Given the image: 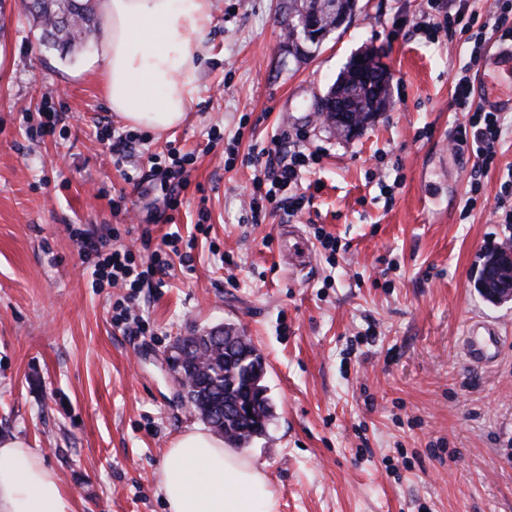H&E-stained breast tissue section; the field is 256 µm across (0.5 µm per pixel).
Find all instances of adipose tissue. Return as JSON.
Instances as JSON below:
<instances>
[{
    "mask_svg": "<svg viewBox=\"0 0 512 512\" xmlns=\"http://www.w3.org/2000/svg\"><path fill=\"white\" fill-rule=\"evenodd\" d=\"M97 11L96 73L113 112L133 129L179 125L198 92L211 0H98ZM160 482L169 512H279L264 470L197 425L174 439ZM0 512L77 510L41 453L13 438L0 440Z\"/></svg>",
    "mask_w": 512,
    "mask_h": 512,
    "instance_id": "ef3b65f1",
    "label": "adipose tissue"
}]
</instances>
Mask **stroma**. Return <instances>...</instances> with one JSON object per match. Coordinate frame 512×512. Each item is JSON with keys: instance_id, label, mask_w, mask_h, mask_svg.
<instances>
[{"instance_id": "obj_1", "label": "stroma", "mask_w": 512, "mask_h": 512, "mask_svg": "<svg viewBox=\"0 0 512 512\" xmlns=\"http://www.w3.org/2000/svg\"><path fill=\"white\" fill-rule=\"evenodd\" d=\"M291 5L212 0L185 121L144 132L119 165L103 130L125 126L89 68L99 38L68 54L45 47L21 0H0V439L38 449L79 512H166L161 466L198 418L174 404L165 359L178 337L226 323L265 360L274 416L243 453L264 465L280 512H512V301L474 287L485 251L512 238L493 213L512 170V112L472 211L475 159L448 144L463 118L454 83L467 66L489 74L498 38L474 60L463 37L414 31L418 0H358L300 54L284 31ZM368 46L385 54L392 107L344 138L316 103ZM55 112L54 135L40 136ZM299 131L320 156L302 179L311 203L253 223L255 171L242 160ZM170 141L194 158L152 241L193 237L192 265L173 258L164 285L143 288L135 334L112 322L124 289L93 287L68 227L118 231L141 251L130 229L147 223L152 195L125 174ZM287 223L310 240L301 272L282 258ZM475 320L503 338L485 369L462 352Z\"/></svg>"}]
</instances>
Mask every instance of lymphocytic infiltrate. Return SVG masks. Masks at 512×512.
I'll use <instances>...</instances> for the list:
<instances>
[{"label": "lymphocytic infiltrate", "mask_w": 512, "mask_h": 512, "mask_svg": "<svg viewBox=\"0 0 512 512\" xmlns=\"http://www.w3.org/2000/svg\"><path fill=\"white\" fill-rule=\"evenodd\" d=\"M421 24L436 32L442 30L450 34L461 31L469 34L473 44L471 54L478 57L484 50L486 32H494L499 40L512 43V0H497L495 9L483 19L470 11L468 0H425ZM473 87L474 82L466 72L455 83L453 102L456 109L463 112L464 119L454 127L451 140L452 148L470 147L476 158V179L470 185L465 203L469 209L477 204L481 191L478 178L493 165L501 137L499 113L473 107ZM305 138V133H297V147L286 154L278 148H263L247 154L246 163L260 168L262 172L261 178L255 181L248 202L252 220H259L270 210H281L292 217L308 204V196L299 190L301 170L316 160L317 155L300 149L299 144ZM188 162V154L172 145L166 155L152 158L149 169L139 176V183L151 186L156 213L163 215L180 205V191L187 183ZM70 234L91 270L93 285L120 286L126 288L132 298L145 284L168 275L172 267L169 255L177 251L181 241L179 234L173 232L163 239L161 246L152 247L151 230L143 228L140 240L143 246L149 247L150 253L141 259L131 248L114 247L106 238L92 239L75 228Z\"/></svg>", "instance_id": "f902f5d3"}]
</instances>
